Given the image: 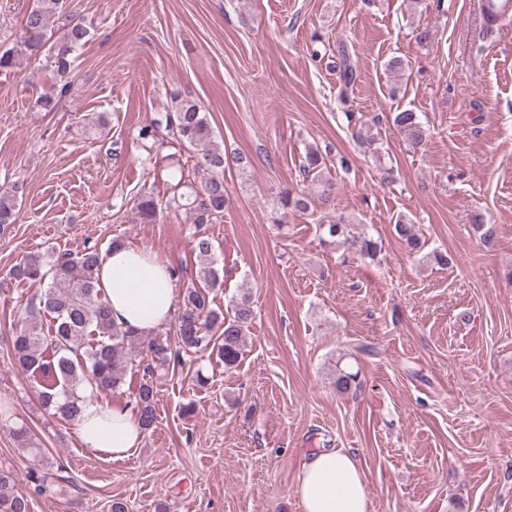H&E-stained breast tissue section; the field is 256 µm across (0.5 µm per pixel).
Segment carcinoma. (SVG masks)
Masks as SVG:
<instances>
[{"mask_svg": "<svg viewBox=\"0 0 512 512\" xmlns=\"http://www.w3.org/2000/svg\"><path fill=\"white\" fill-rule=\"evenodd\" d=\"M71 0H32L22 27L19 48L0 51V71L15 66L18 52L44 54L59 82L57 97L39 100L41 109L51 112L58 99L72 87L71 73L76 53L86 42L88 29L75 20ZM340 102L347 103L349 91L356 83L357 67L346 46L339 47ZM393 127L411 144L418 145L426 138V129L418 113L412 110L396 112ZM167 130L174 141L189 152L185 167L180 161L169 164V178L175 181L168 204L185 210L196 225L192 250L197 266V281L189 283L180 294L177 316V345L168 334L158 330L146 339L134 328L122 327L112 321L109 306L97 288L100 250L87 246L78 252L58 250L50 254H30L8 272L10 279L24 281L36 287L28 298L25 317L19 332L10 337L9 347L13 365L34 378L38 399L43 407L52 409L67 421L77 422L83 412L84 397L79 390L89 386L96 396H109L124 385L131 351L146 345L143 360L144 377L136 389L134 411L144 431L156 423L157 391L153 371L183 362L182 354L210 351L231 370L239 364L244 338L252 321L249 299L244 297L234 305L233 314L212 307L209 289L219 286L220 275L211 239L201 227L224 216L227 188L224 170L234 166L244 173L249 159L240 154H228L215 142L206 112L192 98L175 94L170 110L153 124L140 129L138 137L165 145L157 132ZM300 172L311 183L313 192L285 189L279 196L277 213L282 224L288 214L305 213L312 198L326 205L332 200L336 184L326 173L324 158L316 149L305 155ZM203 176L201 186L191 176ZM24 187L19 183L0 187V234L17 223ZM162 205L150 193H143L136 205L142 221L153 222ZM396 236L418 251L420 237L411 219L398 216L393 222ZM317 233L326 245L343 244L362 259H375L381 243L366 231L355 233L352 224L323 221ZM14 476L0 470V512H30V497L13 492Z\"/></svg>", "mask_w": 512, "mask_h": 512, "instance_id": "obj_1", "label": "carcinoma"}]
</instances>
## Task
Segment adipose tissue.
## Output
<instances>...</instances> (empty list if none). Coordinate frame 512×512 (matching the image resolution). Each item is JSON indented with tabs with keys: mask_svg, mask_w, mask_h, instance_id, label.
Listing matches in <instances>:
<instances>
[{
	"mask_svg": "<svg viewBox=\"0 0 512 512\" xmlns=\"http://www.w3.org/2000/svg\"><path fill=\"white\" fill-rule=\"evenodd\" d=\"M101 295L112 319L144 333L163 328L176 307V276L153 252L123 246L103 251L98 268ZM77 433L83 448L122 460L140 448L145 432L136 412L87 396ZM301 512H369L363 470L354 456L338 449L309 455L296 475Z\"/></svg>",
	"mask_w": 512,
	"mask_h": 512,
	"instance_id": "adipose-tissue-1",
	"label": "adipose tissue"
}]
</instances>
